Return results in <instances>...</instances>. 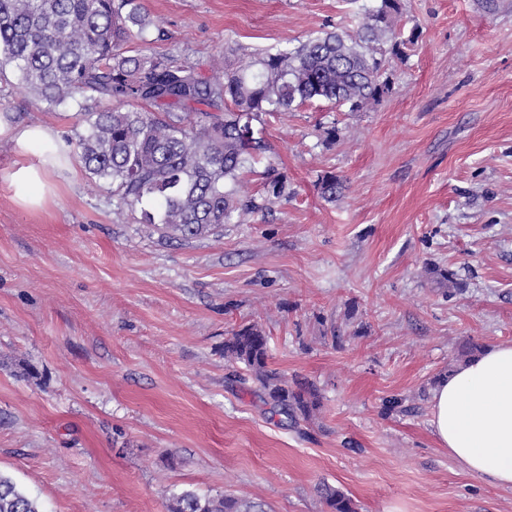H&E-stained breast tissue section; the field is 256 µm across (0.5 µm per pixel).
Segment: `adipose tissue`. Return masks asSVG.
Returning <instances> with one entry per match:
<instances>
[{"label": "adipose tissue", "mask_w": 512, "mask_h": 512, "mask_svg": "<svg viewBox=\"0 0 512 512\" xmlns=\"http://www.w3.org/2000/svg\"><path fill=\"white\" fill-rule=\"evenodd\" d=\"M0 142L16 156L5 177L15 203L43 210L56 194L54 175L75 170L57 131L0 121ZM430 424L439 445L468 474L512 489V342L482 350L441 378L431 395Z\"/></svg>", "instance_id": "obj_1"}]
</instances>
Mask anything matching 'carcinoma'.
<instances>
[{"label":"carcinoma","mask_w":512,"mask_h":512,"mask_svg":"<svg viewBox=\"0 0 512 512\" xmlns=\"http://www.w3.org/2000/svg\"><path fill=\"white\" fill-rule=\"evenodd\" d=\"M401 0H376L353 29L324 31L298 45L285 41L232 70L202 76L185 60L143 48L155 22L140 0H0V74L11 67L37 104L60 107L83 99L88 133L76 150L86 170L112 184L115 213L145 201L141 223L192 239L231 223L239 211L263 208L240 185L268 151L255 123L315 101L364 112L389 91L386 62L404 56L411 39L395 29ZM263 201L288 196V180L264 172ZM323 198L344 189L321 177ZM224 359L243 364L265 400L294 422L313 421L316 386L288 383L269 367L268 336L244 326L224 341ZM328 512H357L353 499L323 484ZM0 512H41L0 473ZM169 512H266L263 504L185 490Z\"/></svg>","instance_id":"obj_1"}]
</instances>
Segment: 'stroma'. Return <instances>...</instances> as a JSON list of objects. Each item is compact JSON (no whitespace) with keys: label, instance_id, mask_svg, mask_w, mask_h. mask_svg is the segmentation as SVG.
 <instances>
[{"label":"stroma","instance_id":"stroma-1","mask_svg":"<svg viewBox=\"0 0 512 512\" xmlns=\"http://www.w3.org/2000/svg\"><path fill=\"white\" fill-rule=\"evenodd\" d=\"M371 0H141L151 51L236 67L284 40L351 28ZM418 38L367 112L316 102L261 126L290 195L179 239L113 213L109 182L60 173L20 209L0 144V472L43 512H167L193 490L323 512H512V490L441 448L430 392L467 341L512 342V0H403ZM82 102L47 109L12 72L0 120L85 134ZM338 129L325 144L323 126ZM344 181L325 201L322 175ZM269 338V365L317 384L292 424L224 358L234 330ZM320 497L329 512H357L356 504L347 494L335 487L322 484L319 489Z\"/></svg>","mask_w":512,"mask_h":512}]
</instances>
